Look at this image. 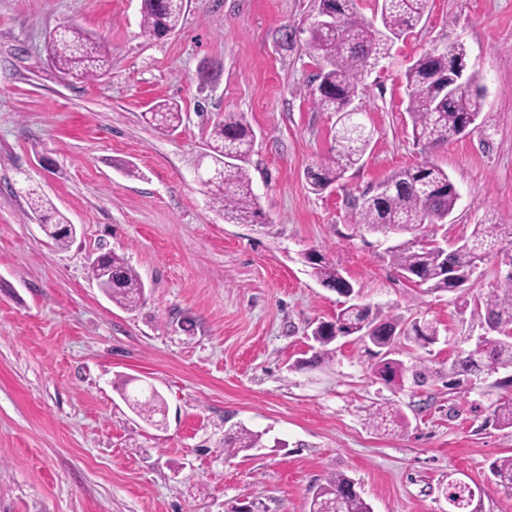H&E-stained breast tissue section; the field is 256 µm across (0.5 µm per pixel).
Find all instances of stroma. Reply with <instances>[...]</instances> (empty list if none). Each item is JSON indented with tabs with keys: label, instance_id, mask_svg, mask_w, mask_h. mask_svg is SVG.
<instances>
[{
	"label": "stroma",
	"instance_id": "obj_1",
	"mask_svg": "<svg viewBox=\"0 0 512 512\" xmlns=\"http://www.w3.org/2000/svg\"><path fill=\"white\" fill-rule=\"evenodd\" d=\"M316 10V0H186L181 27L157 39L141 28L140 0H0V512H307L333 472L353 478L373 512H449L454 480L479 487L478 512H512L489 471L512 455V429L489 422L492 404L512 398L498 386L507 370L448 387L449 366L483 332L477 297L512 271V240L465 291L425 293L355 209L381 181L432 162L459 192L431 228L442 245L476 224L512 226V0H429L364 79L356 104L370 148L320 194L307 171L330 155L336 116L308 95ZM65 25L108 46L104 76L75 83L52 68L46 39ZM453 42L484 109L466 134L429 149L413 136L405 71ZM163 100L183 112L165 134L143 118ZM228 112L256 133L248 169L262 215L247 224L225 222L196 177ZM32 189L75 224L68 248L30 212ZM312 249L363 302L437 322L430 349L394 345L399 360L426 359L427 384L388 388L355 342L308 366L312 328L345 302L311 276ZM106 251L144 281L136 310L90 278ZM123 377L161 394L155 422L123 400ZM389 404L404 430L374 429ZM242 426L260 444L225 457Z\"/></svg>",
	"mask_w": 512,
	"mask_h": 512
}]
</instances>
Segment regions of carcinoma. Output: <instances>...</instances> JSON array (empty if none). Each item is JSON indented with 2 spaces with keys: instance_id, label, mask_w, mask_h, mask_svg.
<instances>
[{
  "instance_id": "cac0c4a2",
  "label": "carcinoma",
  "mask_w": 512,
  "mask_h": 512,
  "mask_svg": "<svg viewBox=\"0 0 512 512\" xmlns=\"http://www.w3.org/2000/svg\"><path fill=\"white\" fill-rule=\"evenodd\" d=\"M428 0H380L383 29L358 13L356 0H319L318 7L336 14L332 27L309 24V53L319 62V88L310 90L315 107L336 114V147L332 156L307 172L311 190L319 193L340 180L347 170L360 163L371 140L368 130L349 110L359 97L363 78L372 67L389 57L392 43L422 20ZM184 14V0H142L141 26L150 36L161 38L177 30ZM47 52L52 66L63 76L90 80L112 67V56L88 32L73 26L57 29L49 38ZM466 49L462 43L434 47L413 60L405 72L408 89V114L416 139L434 148L446 141L461 124L483 109V95L477 79L471 77L466 86L451 98L434 93V78L448 76V61L463 62ZM152 124L162 131L175 130L182 120L181 108L175 103L160 102L149 109ZM256 134L243 115L228 113L214 124L207 156L223 168L221 179L205 185L213 206L230 222L245 223L258 216L259 203L247 169ZM394 191L383 200L373 196L358 205L357 223L368 231L380 233L392 229L411 238L389 248L392 265L410 275L413 283L427 292H454L470 282L486 254L499 238H512V226L476 224L471 234L451 249L439 250L425 234L452 212L459 193L442 168L434 164L419 165L394 176ZM50 201L40 195L30 197L29 209L43 218V231L60 248L70 245L72 234L62 231L68 223L62 214L51 220L47 211ZM315 279L343 296L354 290L336 263L326 254L311 251L305 256ZM91 278L106 292L113 303L134 310L143 300L145 284L127 261L112 252L99 254L90 263ZM485 318L498 328L512 331V271L498 286L483 296ZM362 328L367 334L358 338L379 349L391 350L395 338L402 336L420 348L439 339L436 325L427 320L406 322L402 317L382 313L370 304L351 303L339 310L331 321H321L311 330L318 345L312 363L329 361L335 349L332 344L350 330ZM512 368V334L479 341L475 348L454 360L448 370V388L458 389L463 377L487 370ZM411 374L417 384L428 380L429 368L424 363L407 365L403 361H381L375 368L377 379L394 386ZM122 396L143 419L150 421L163 400L143 391L126 393V383L119 386ZM495 426L512 429V399L497 401L491 412ZM404 425L399 411L393 407L378 410L373 426L379 431H392ZM261 435L239 428L225 439L224 451L233 456L257 447ZM495 484L512 493V456L495 460L490 467ZM448 502L454 512H468L470 492L454 483L448 484ZM308 512H371V506L356 490V482L343 473H332L312 496Z\"/></svg>"
}]
</instances>
